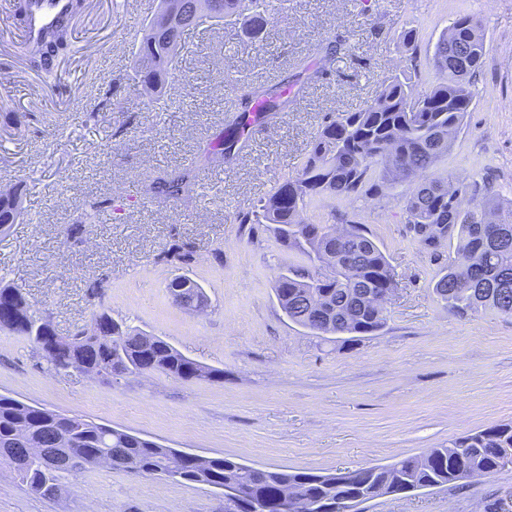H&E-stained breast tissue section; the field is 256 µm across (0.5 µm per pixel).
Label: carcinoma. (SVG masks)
<instances>
[{
  "instance_id": "1",
  "label": "carcinoma",
  "mask_w": 512,
  "mask_h": 512,
  "mask_svg": "<svg viewBox=\"0 0 512 512\" xmlns=\"http://www.w3.org/2000/svg\"><path fill=\"white\" fill-rule=\"evenodd\" d=\"M215 22L246 15L240 35L259 41L270 23L273 5L244 0H197ZM185 31L153 32L145 25L133 39L132 74L128 79L160 100L170 94ZM71 28L61 21L46 29L37 42H26V56L37 69L49 67V57L69 46ZM486 43L481 21L468 14L454 19L438 39L428 66L434 81L417 88L409 70L383 76L376 96L364 107L324 122L295 177L274 188L258 210L244 217L250 224L271 230L282 249L303 254L307 262L279 273L273 290L282 311L293 323L319 336L374 333L385 325L386 308L375 298L398 288L396 273L378 244L360 225L348 222L311 224L300 219L306 205L320 198L371 199L400 186V198L413 239L432 255L452 243L457 257L435 281L433 292L450 311L467 315L492 310L512 316V198L500 192L490 168L477 179L457 183L433 176L436 161L448 154L471 110L472 80L483 66ZM332 57L305 66L308 79L328 74ZM261 104L259 114L268 121L288 106V94L262 85L242 87L238 111L246 116ZM244 124H230L201 150L200 166L221 162L232 155L243 138ZM196 168L166 172L149 185L148 192L167 201H182L194 191ZM23 182L0 197V226L19 223L24 214ZM194 247L174 241L163 259L175 265L194 260ZM108 275L87 285L89 300H101ZM13 299L16 321L1 329L27 338L56 372L77 365L113 377L160 373L179 380L219 381L224 371L201 364L164 339L113 320L116 332L108 339L93 328H83L67 342L41 343L57 335L52 322L38 313L23 289L0 282V296ZM39 448L36 456L29 449ZM512 448V422L461 436L443 448H431L385 465L339 469L330 473L258 470L220 454L206 456L193 468L181 470L176 481L222 490L244 484L248 498L235 512H282L281 490L293 487L320 506L338 502L362 505L385 495L408 494L455 485L472 471L492 477L509 468L503 450ZM177 449L126 430L95 423L78 415L26 405L0 394V463L13 467L31 492L54 498L60 479L70 471L95 469V457H112V469L141 476L171 471Z\"/></svg>"
}]
</instances>
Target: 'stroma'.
Wrapping results in <instances>:
<instances>
[{"instance_id":"1","label":"stroma","mask_w":512,"mask_h":512,"mask_svg":"<svg viewBox=\"0 0 512 512\" xmlns=\"http://www.w3.org/2000/svg\"><path fill=\"white\" fill-rule=\"evenodd\" d=\"M263 41L239 39L234 22H205L185 35L175 88L150 102L128 82L131 29L157 0H96L74 21V52L51 73L30 68L23 38L0 56L23 81L0 106V189L25 180L24 218L0 235V281L21 286L60 335L90 324L87 284L108 274L101 304L113 318L159 336L184 355L223 370L220 382L153 374L108 386L79 372L57 374L26 338L0 330V393L121 428L169 447L223 454L264 467L332 472L387 464L512 422V317L459 316L433 293L448 263L408 232L397 190L384 201L324 198L300 217L347 218L384 249L398 279L385 326L351 341L315 336L288 321L276 275L303 255L280 248L243 214L294 177L322 124L373 99L382 74L426 61L458 14L477 17L487 53L474 100L450 152L434 168L460 178L491 166L512 198V0H277ZM415 27V53L397 37ZM336 47L334 71L310 82L302 64ZM289 88L290 103L253 125L244 148L200 170L186 203L143 187L163 170L194 165L198 149L231 123L243 83ZM123 212L86 216L93 198ZM191 243L187 271L210 307L198 314L169 298L177 275L160 256ZM0 512H224L212 488L107 467L65 475L59 497L31 493L0 464ZM363 512H512V469L417 495L366 504Z\"/></svg>"}]
</instances>
